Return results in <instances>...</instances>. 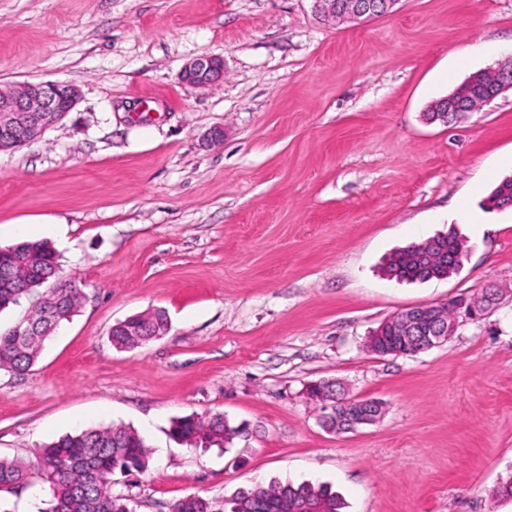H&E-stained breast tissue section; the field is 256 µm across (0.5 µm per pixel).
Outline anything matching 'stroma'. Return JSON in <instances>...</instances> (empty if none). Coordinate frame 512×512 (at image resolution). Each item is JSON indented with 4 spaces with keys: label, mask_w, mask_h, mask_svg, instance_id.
Listing matches in <instances>:
<instances>
[{
    "label": "stroma",
    "mask_w": 512,
    "mask_h": 512,
    "mask_svg": "<svg viewBox=\"0 0 512 512\" xmlns=\"http://www.w3.org/2000/svg\"><path fill=\"white\" fill-rule=\"evenodd\" d=\"M512 0H399L353 26L312 0H0V86L73 85L37 141L0 151V246L14 224L56 249L84 298L26 373L0 371V456L30 463L8 512H36L34 465L67 433L123 424L151 447L113 493L135 512L189 494L226 499L273 481L330 485L346 512H512V92L456 124L431 102L505 54ZM224 78L183 83L192 59ZM222 127L214 143L210 131ZM456 232L445 280L406 283L397 248ZM498 289L497 308L414 355L365 347L405 309ZM163 310L169 330L120 349L111 329ZM342 383L383 405L355 432L323 426L307 388ZM224 414L229 449L173 440L172 422ZM224 77V60L216 56H201L187 63L182 71L186 83L205 88Z\"/></svg>",
    "instance_id": "stroma-1"
}]
</instances>
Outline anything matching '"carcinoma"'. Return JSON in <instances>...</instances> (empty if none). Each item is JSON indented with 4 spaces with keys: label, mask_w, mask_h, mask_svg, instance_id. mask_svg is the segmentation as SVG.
Masks as SVG:
<instances>
[{
    "label": "carcinoma",
    "mask_w": 512,
    "mask_h": 512,
    "mask_svg": "<svg viewBox=\"0 0 512 512\" xmlns=\"http://www.w3.org/2000/svg\"><path fill=\"white\" fill-rule=\"evenodd\" d=\"M492 207H512V176L503 178L491 191ZM454 251L453 240L436 235L431 244L432 259L419 264L398 254L389 265L394 279L426 282L439 272L437 264ZM59 259L43 241L22 242L0 248V310L31 301L27 315L0 334V370L22 374L37 360L45 343L65 321L75 315L83 293L72 281L42 291L56 279ZM398 322L386 324L377 337L374 353L384 355L387 345L400 339ZM168 330L165 314L147 312L112 327L113 344L134 348L163 336ZM309 395L322 401H336L334 384L326 381L309 387ZM240 426L230 424L222 414L205 418L187 416L173 421L170 436L190 446L205 444L226 447L240 436ZM150 446L133 428L122 424L85 429L47 444L37 469L49 484L51 500L43 512H133L130 500L112 492L114 476L148 467ZM26 464L0 458V491L24 488ZM230 512H344L345 502L331 487L309 481L272 483L239 491L230 501ZM169 512H210L209 501L190 494L170 507Z\"/></svg>",
    "instance_id": "cac0c4a2"
}]
</instances>
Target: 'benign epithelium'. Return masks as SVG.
<instances>
[{
  "label": "benign epithelium",
  "mask_w": 512,
  "mask_h": 512,
  "mask_svg": "<svg viewBox=\"0 0 512 512\" xmlns=\"http://www.w3.org/2000/svg\"><path fill=\"white\" fill-rule=\"evenodd\" d=\"M315 12L341 23L360 25L375 17L394 11L399 0H313ZM500 80L490 91L491 101L502 93L512 91V67L500 65ZM224 77V60L216 56H201L187 63L182 71L186 83L205 88ZM480 87L478 75H473L451 97L441 99L435 120L448 124L469 111L468 101ZM78 91L71 85L59 82L24 81L7 88H0V150L8 146L19 147L37 140L73 110ZM495 301V293L485 292L481 297L458 300V309L466 318H475ZM401 323L406 336L428 339L433 345H441L453 336L459 320L450 323L442 320L432 306H418L401 313ZM345 413L331 412L327 417L330 429L336 432L354 431L363 425L376 423L382 406L376 400L344 398Z\"/></svg>",
  "instance_id": "1"
}]
</instances>
